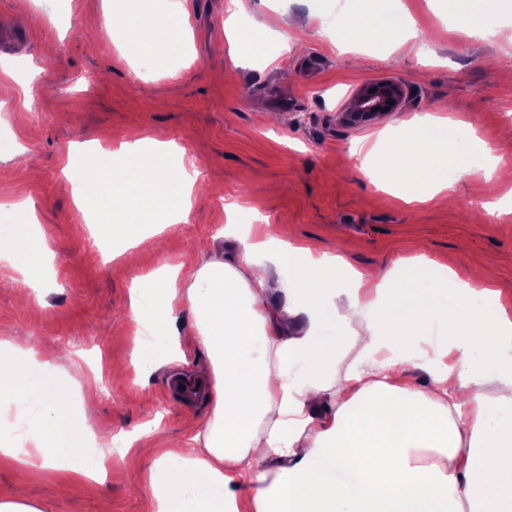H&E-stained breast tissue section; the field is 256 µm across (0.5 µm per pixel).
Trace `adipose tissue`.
I'll use <instances>...</instances> for the list:
<instances>
[{"label": "adipose tissue", "instance_id": "1", "mask_svg": "<svg viewBox=\"0 0 512 512\" xmlns=\"http://www.w3.org/2000/svg\"><path fill=\"white\" fill-rule=\"evenodd\" d=\"M184 6L154 15L142 0L105 12L154 69L167 65L158 39L178 46ZM349 35L403 32L413 24L393 7L375 19L352 11ZM475 137L419 118L413 139L373 156L405 202L449 193L472 176L493 180L498 161L475 163ZM74 188L81 203L117 213L114 229L132 254L143 230L186 220L204 166L175 142L142 136L110 151L95 148ZM34 206H11L0 224V263L28 285L40 258L26 238ZM233 252H201L187 287L166 267L142 279L133 315L149 333L143 374L170 357L178 313L190 314L195 339L214 375L212 416L187 447L159 451L152 429L137 436L157 454L151 512H512V308L490 277L456 276L450 265L415 256L400 274L373 272L348 283L340 254L265 236L258 224H229ZM275 270L259 269L260 254ZM358 346L363 363L339 372L341 350ZM390 357L379 358L381 349ZM457 361H450V354ZM53 354L27 348L0 366V401H13L26 435H0V467L40 477L70 463L92 479L104 453L79 446L68 385ZM424 370L428 387L412 368ZM265 469L254 472L255 464ZM253 473L247 497L237 488Z\"/></svg>", "mask_w": 512, "mask_h": 512}]
</instances>
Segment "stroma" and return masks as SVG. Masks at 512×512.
I'll return each instance as SVG.
<instances>
[{
	"mask_svg": "<svg viewBox=\"0 0 512 512\" xmlns=\"http://www.w3.org/2000/svg\"><path fill=\"white\" fill-rule=\"evenodd\" d=\"M122 0H32L18 8L0 0V140L23 146L0 159V204L33 202L35 236L48 259L40 295L0 267V344L28 337L53 350L71 388L74 412L80 392L94 384L96 406L83 421L85 447L99 449L100 429L130 438L156 426L165 448H181L203 431L212 406L202 385L214 377L202 345L184 347L149 378L141 376L130 298L146 273L179 266L188 281L196 248L223 243L234 219L260 222L269 235L290 229L296 242L342 253L353 269H394L414 255L452 261L459 278L476 266L490 268L495 287L512 306V212L483 179L457 182L453 202L410 206L375 186L364 173L373 148L389 137H408L415 116L460 120L512 169V45L492 32L461 27L456 0H398L416 22V35L398 46L376 37L355 44L338 17L354 0H186L187 50H170L176 78L150 70L124 31L103 26L105 5ZM378 15L383 0H363ZM237 30L249 31L251 48L216 43L228 10ZM59 46L47 58V45ZM44 68L42 79L22 89L21 74ZM377 81L402 86L397 110L360 125L343 123L353 92ZM145 134L173 141L187 156L207 161L187 222L161 238L148 237L132 262H104L89 222L94 214L75 203L67 175L72 144L116 145ZM126 316L124 332L109 333ZM123 360L114 380L99 358ZM197 383L185 396L176 373ZM154 458L122 449L108 455L97 481L65 466L47 470L45 484L18 470H0V499L44 507L45 512H149Z\"/></svg>",
	"mask_w": 512,
	"mask_h": 512,
	"instance_id": "35a3bbf8",
	"label": "stroma"
}]
</instances>
